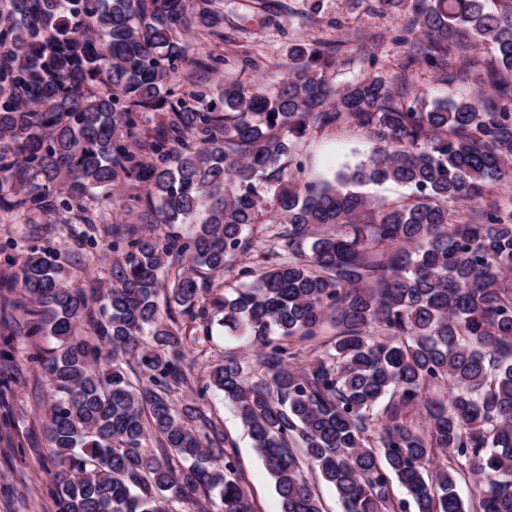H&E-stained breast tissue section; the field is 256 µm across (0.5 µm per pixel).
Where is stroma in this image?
<instances>
[{"instance_id":"35a3bbf8","label":"stroma","mask_w":512,"mask_h":512,"mask_svg":"<svg viewBox=\"0 0 512 512\" xmlns=\"http://www.w3.org/2000/svg\"><path fill=\"white\" fill-rule=\"evenodd\" d=\"M197 7L219 12L216 26L196 25L185 37L192 62L176 77L183 98L194 101L207 90L208 102L219 100L222 85L236 83L248 91L274 92L292 67V50L302 44L321 48L341 44L337 65L329 72L338 86L372 74L376 67L401 73L399 88L409 97L429 104L437 99L460 98L472 90L469 80L491 62V50L453 57L449 72L424 65L404 68L417 34L410 0L399 11L383 13L377 0H195ZM377 37L373 54L360 49L359 39ZM221 57L216 70L198 73L195 59ZM375 140L363 129L347 123L311 132L296 145L308 180L329 179L360 164L373 151ZM129 186L90 200L86 214L96 227L90 239L79 240L83 225L73 214H55L44 234L30 232L24 216L0 212V306L19 296L7 287L15 271L14 260L30 248L57 254L65 267L68 286L86 291L106 290L112 267L124 256L114 247L112 229L118 224L139 225L138 211L127 205ZM56 342L47 336H14L0 322V512H56L47 489L55 468L50 445L43 433L49 407V385L38 359ZM254 350L244 342L214 330L210 340L187 347L186 363L195 381L208 380L213 369L229 358L252 361ZM182 399L200 398L202 407L221 425L232 442L256 512H282L274 482L255 452L231 404L196 389Z\"/></svg>"}]
</instances>
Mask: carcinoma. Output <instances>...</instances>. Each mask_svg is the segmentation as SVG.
I'll list each match as a JSON object with an SVG mask.
<instances>
[{
    "label": "carcinoma",
    "instance_id": "1",
    "mask_svg": "<svg viewBox=\"0 0 512 512\" xmlns=\"http://www.w3.org/2000/svg\"><path fill=\"white\" fill-rule=\"evenodd\" d=\"M415 3L421 39L404 68L466 53L462 30L492 43L469 96L427 109L382 71L337 87L326 73L338 50L298 45L273 95L227 83L221 106L194 108L175 78L195 0L0 5V47L12 53L0 63V210L70 212L132 178L146 195L128 197L129 209L143 204L145 223L169 228L125 238L98 298L65 287L53 253L17 260L19 287L37 304L25 335L57 342L41 359L56 512H167L169 501L255 512L221 426L199 403L175 401L193 385L183 318L204 341L217 324L256 347L254 366L230 359L199 393L220 391L238 410L282 512H323L305 462L343 512H464L452 472L434 464L440 451L482 476L477 512H512V203L466 222L449 208L508 175L512 13L484 0ZM138 112L167 113L146 142ZM343 122L379 147L331 181L305 179L297 141ZM388 181L409 187L411 201L378 206L359 191ZM204 199L206 218L173 232ZM255 224L280 225L277 247L242 271L248 285L216 293ZM328 323L339 333L295 367L293 341ZM440 383L448 396L426 397ZM388 395V424L372 434L370 411ZM413 411L425 429L408 424ZM394 484L407 498H394Z\"/></svg>",
    "mask_w": 512,
    "mask_h": 512
}]
</instances>
